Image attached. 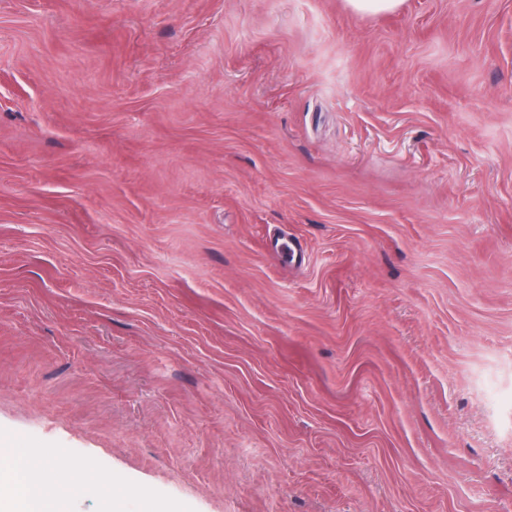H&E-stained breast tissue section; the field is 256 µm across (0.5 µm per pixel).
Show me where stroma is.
Instances as JSON below:
<instances>
[{"instance_id":"1","label":"stroma","mask_w":512,"mask_h":512,"mask_svg":"<svg viewBox=\"0 0 512 512\" xmlns=\"http://www.w3.org/2000/svg\"><path fill=\"white\" fill-rule=\"evenodd\" d=\"M512 0H0V440L71 512H512ZM346 2L358 14L377 16L396 11L405 0H346Z\"/></svg>"}]
</instances>
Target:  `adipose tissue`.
<instances>
[{
  "label": "adipose tissue",
  "instance_id": "adipose-tissue-1",
  "mask_svg": "<svg viewBox=\"0 0 512 512\" xmlns=\"http://www.w3.org/2000/svg\"><path fill=\"white\" fill-rule=\"evenodd\" d=\"M82 478L43 457H30L0 474V512H70Z\"/></svg>",
  "mask_w": 512,
  "mask_h": 512
}]
</instances>
